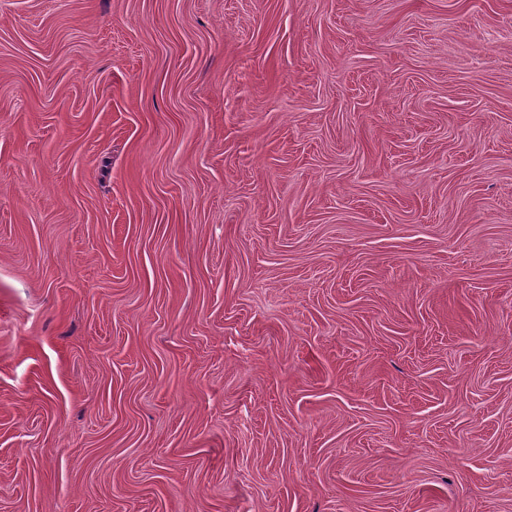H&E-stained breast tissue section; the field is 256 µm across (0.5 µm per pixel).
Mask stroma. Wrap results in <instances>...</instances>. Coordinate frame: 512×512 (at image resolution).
Returning <instances> with one entry per match:
<instances>
[{
  "label": "stroma",
  "mask_w": 512,
  "mask_h": 512,
  "mask_svg": "<svg viewBox=\"0 0 512 512\" xmlns=\"http://www.w3.org/2000/svg\"><path fill=\"white\" fill-rule=\"evenodd\" d=\"M0 512H512V0H0Z\"/></svg>",
  "instance_id": "stroma-1"
}]
</instances>
